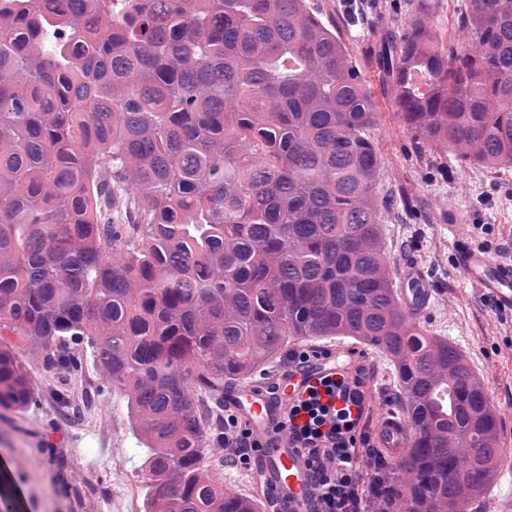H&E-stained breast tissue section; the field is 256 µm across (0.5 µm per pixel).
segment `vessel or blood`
<instances>
[{
    "label": "vessel or blood",
    "instance_id": "obj_1",
    "mask_svg": "<svg viewBox=\"0 0 512 512\" xmlns=\"http://www.w3.org/2000/svg\"><path fill=\"white\" fill-rule=\"evenodd\" d=\"M456 260L468 281L491 302L496 313L512 315V259L500 258L492 248L456 242ZM399 294L412 318H420L428 307L432 285L418 266L406 267L400 276ZM344 363L329 355L313 361L304 371L285 376L274 391L268 392L243 380L224 391L225 405L241 421L266 436V446L256 460L258 482L269 491L280 512H313L316 495L303 448L277 432L290 404L307 386L323 376L348 373L360 362L355 348L343 350ZM379 447L393 456L408 447L410 426L406 419L382 413L373 429Z\"/></svg>",
    "mask_w": 512,
    "mask_h": 512
}]
</instances>
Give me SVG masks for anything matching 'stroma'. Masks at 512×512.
Segmentation results:
<instances>
[{"label": "stroma", "instance_id": "obj_1", "mask_svg": "<svg viewBox=\"0 0 512 512\" xmlns=\"http://www.w3.org/2000/svg\"><path fill=\"white\" fill-rule=\"evenodd\" d=\"M409 0H307L310 10L346 42L377 104L371 136L382 158L377 185L391 278L416 265L431 276L433 297L421 325L456 345L471 361L496 409L499 439L512 454V317L498 315L475 293L458 267L456 238L499 248L512 244V168L464 165L446 148L428 151L398 117L377 66L379 40L404 25ZM466 0H433L430 22L444 46L459 45ZM30 377L37 402L23 411L0 408V489L17 512H144L138 439L128 403L110 387L90 349L78 350L75 374L47 371L38 351L0 336ZM360 372L373 385L371 408L400 409L396 369L383 352L358 345ZM66 470H59L57 460ZM201 463L225 488L255 491L249 473L225 467L224 450L211 443ZM69 494H60L61 482Z\"/></svg>", "mask_w": 512, "mask_h": 512}]
</instances>
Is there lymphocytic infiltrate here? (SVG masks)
<instances>
[{"mask_svg":"<svg viewBox=\"0 0 512 512\" xmlns=\"http://www.w3.org/2000/svg\"><path fill=\"white\" fill-rule=\"evenodd\" d=\"M355 387L349 379L325 381L310 388L307 398L288 409V435L309 456V468L318 493L316 512H389L382 493L384 480L373 475L370 498L358 493L360 452L357 434L362 420ZM262 436L240 422L236 415L224 418V460L234 466H250Z\"/></svg>","mask_w":512,"mask_h":512,"instance_id":"lymphocytic-infiltrate-1","label":"lymphocytic infiltrate"}]
</instances>
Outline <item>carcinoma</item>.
Returning <instances> with one entry per match:
<instances>
[{"instance_id":"1","label":"carcinoma","mask_w":512,"mask_h":512,"mask_svg":"<svg viewBox=\"0 0 512 512\" xmlns=\"http://www.w3.org/2000/svg\"><path fill=\"white\" fill-rule=\"evenodd\" d=\"M416 0L380 45L404 125L512 167V0H467L447 49ZM377 106L306 0L0 7V336L78 371L86 344L149 449L145 512H259L199 465L195 399L298 339L394 362L414 433L395 509L466 512L504 449L466 357L388 272ZM35 403L0 349V407Z\"/></svg>"}]
</instances>
